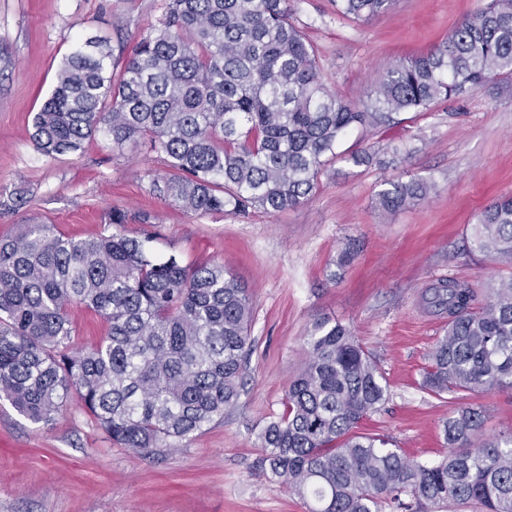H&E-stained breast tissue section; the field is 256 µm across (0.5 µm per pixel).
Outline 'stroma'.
<instances>
[{
	"instance_id": "35a3bbf8",
	"label": "stroma",
	"mask_w": 512,
	"mask_h": 512,
	"mask_svg": "<svg viewBox=\"0 0 512 512\" xmlns=\"http://www.w3.org/2000/svg\"><path fill=\"white\" fill-rule=\"evenodd\" d=\"M165 0H0V237L24 224L98 234L113 211L121 231L148 238L155 258L223 264L253 303L247 372L224 419L178 447L136 453L113 446L77 398L48 423L0 400V512H307L303 499L271 480L259 435L282 414L290 381L307 358L317 322L347 327L389 387L383 409L361 432L384 436L422 463L445 452L441 428L461 401L421 386L446 319L423 297L455 278L478 293L512 277V266L475 251L472 228L495 199L512 195V82L494 81L461 100L397 115L393 125L352 130L336 147L311 200L282 213L194 215L156 187L163 159L140 140L114 149L102 135L81 152L44 157L32 122L51 94L63 58L89 36L130 54ZM292 17L317 48L323 82L362 106L396 61L429 51L483 0H397L368 21L337 15L332 0H290ZM363 148L375 162L356 166ZM422 178L424 200L387 213L375 205L386 181ZM148 223H139V215ZM359 251L347 264V242ZM70 348L88 349L106 322L74 304ZM485 413V437L512 429V391L468 396Z\"/></svg>"
}]
</instances>
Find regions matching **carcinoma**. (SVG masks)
Listing matches in <instances>:
<instances>
[{"label":"carcinoma","instance_id":"carcinoma-1","mask_svg":"<svg viewBox=\"0 0 512 512\" xmlns=\"http://www.w3.org/2000/svg\"><path fill=\"white\" fill-rule=\"evenodd\" d=\"M334 2L338 15L362 21L396 4ZM498 79H512V0H487L433 50L392 64L361 108L323 84L289 0H165L123 63L101 36L76 45L31 136L51 159L98 133L114 149L147 139L170 168L160 192L187 212L279 213L311 199L353 128L389 126ZM432 188L390 181L375 204L394 213ZM474 244L512 265V196L481 212ZM476 299L456 279L431 288L430 304L448 315L423 373L436 396L512 390V278L483 305ZM73 303L107 323L85 352L69 348ZM251 320L248 290L220 264L158 260L144 241L107 229L76 238L36 223L0 237V396L34 423L75 395L122 448L151 453L189 440L238 399ZM388 400L351 332L316 324L283 413L261 433L263 463L312 501L309 512H512L511 431L483 438V411L463 406L443 425L448 454L424 464L358 432Z\"/></svg>","mask_w":512,"mask_h":512}]
</instances>
